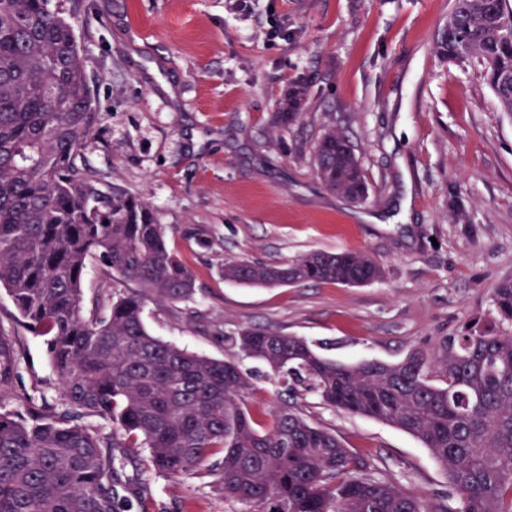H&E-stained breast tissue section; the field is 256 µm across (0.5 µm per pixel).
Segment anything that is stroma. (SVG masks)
I'll use <instances>...</instances> for the list:
<instances>
[{"label":"stroma","instance_id":"stroma-1","mask_svg":"<svg viewBox=\"0 0 512 512\" xmlns=\"http://www.w3.org/2000/svg\"><path fill=\"white\" fill-rule=\"evenodd\" d=\"M80 45L101 112L80 149L104 188L143 197L193 272L196 291L148 303V331L215 359H239L260 428L284 398L334 432L371 475L455 512L460 502L431 452L378 420L287 394L266 365L230 341L244 328L299 336L342 362H396L437 349L512 281V117L478 62L436 52L452 0H50ZM280 34L269 38L272 27ZM299 122L275 125L295 81ZM348 136L369 196L352 203L319 179L312 148ZM361 251L383 278L362 287L305 282L254 288L221 267L279 265L311 252ZM87 305L105 314L134 290L91 265ZM0 290V332L16 350L0 411L61 404L42 338ZM130 512H242L215 476L148 475Z\"/></svg>","mask_w":512,"mask_h":512}]
</instances>
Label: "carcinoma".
<instances>
[{"mask_svg":"<svg viewBox=\"0 0 512 512\" xmlns=\"http://www.w3.org/2000/svg\"><path fill=\"white\" fill-rule=\"evenodd\" d=\"M72 27L48 0H0V288L17 321L43 338L62 407L0 412V512H130L142 474L216 476L246 512H451L361 474L336 435L286 404L257 428L248 377L232 361L188 352L148 332L145 302L194 293L192 272L167 243L151 205L108 192L82 159L100 112ZM436 49L471 59L512 115V0H454ZM305 94L288 92L276 124L297 121ZM324 186L354 203L368 185L349 139L327 130L314 148ZM134 281L106 316L84 311L92 262ZM224 279L250 287L308 281L372 284L363 252H313L283 265L232 261ZM494 321L476 323L438 354L344 364L301 337L247 328L231 337L245 357L305 384L329 407L416 437L461 500L459 512H512V282L491 296ZM0 334V386L12 379ZM93 417L99 424L84 419Z\"/></svg>","mask_w":512,"mask_h":512,"instance_id":"carcinoma-1","label":"carcinoma"}]
</instances>
